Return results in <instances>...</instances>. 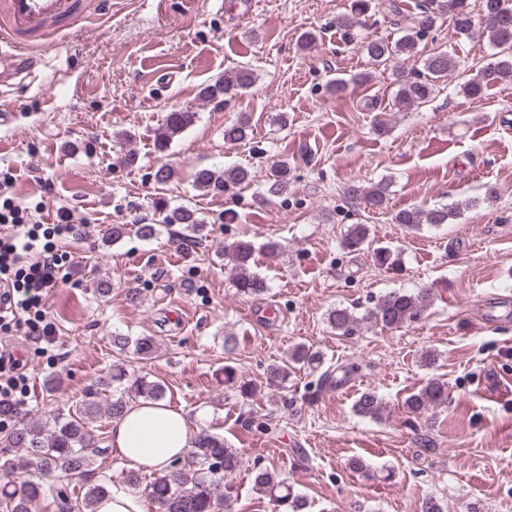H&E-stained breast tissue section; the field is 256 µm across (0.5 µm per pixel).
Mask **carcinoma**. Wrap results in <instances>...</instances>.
<instances>
[{
  "label": "carcinoma",
  "mask_w": 512,
  "mask_h": 512,
  "mask_svg": "<svg viewBox=\"0 0 512 512\" xmlns=\"http://www.w3.org/2000/svg\"><path fill=\"white\" fill-rule=\"evenodd\" d=\"M373 0H351L349 10L336 17V28L350 43L358 41L366 17L372 9ZM450 21L456 33L469 34L476 26L482 29L489 41L505 49L502 57L465 81L464 93L480 97L485 91L486 79L491 75H512V0H480L479 18H474L468 0H422L415 24L404 28V35L394 42L370 40L365 48L371 61L381 64L391 59L402 62H417V46L423 35L438 24ZM422 61V71L402 82L394 102L397 105H421L431 99L438 83L457 68L456 58L446 50L430 53ZM255 82L254 71L242 67L231 76H226L205 89L209 98L224 96L232 98L249 89ZM194 119V113L181 109L170 110L157 131L156 146L163 151L178 137ZM251 118L242 113L231 124L224 127V140L233 144H247L252 139ZM290 169L288 163L279 162L270 167L266 183L268 193L276 195L288 187ZM254 180L251 170L233 167L217 171L201 169L195 174V186L199 189H224L247 186ZM348 196L359 200L372 209L382 208L388 199V183L379 181L368 187L351 186ZM477 198L462 199L450 205L433 208L414 207L398 211L393 222L411 230L423 225L449 224L466 209L476 206ZM163 224H183L193 235L205 231L206 225L195 216V212L184 207L163 210ZM370 227L367 224H349L340 240V247L347 253L371 250L374 263L387 270L401 266L398 252L389 246L371 247ZM256 247L250 241L237 240L224 246V256L233 264L234 283L239 294L256 296L264 293L267 282L253 270ZM433 294L429 289L416 293L392 290L378 296L372 306L358 315L348 307H336L328 312L330 328L343 336H352L366 325L386 329L400 328L418 319L431 305ZM112 347L124 351L133 348V354L142 360L152 358L157 352L155 338L142 336L134 340L127 336H112ZM323 358L319 351L300 344L296 346L288 361L272 365L267 372L269 380L278 384L293 373L295 365L301 364L313 370L321 368ZM101 384L112 386V401L107 407L109 415L117 418L127 406L139 399L157 400L165 395V387L158 381L143 376H129L122 370L112 372ZM447 384L440 378H430L405 400L406 408L419 412L446 401ZM95 406L82 403L68 414L58 413L49 423H31L0 427V512H39L43 505H54L58 512H95L96 505L108 494L102 484H91L83 499L74 497L67 479L83 478L92 465V457L99 452L94 447V438L84 426V418L91 415ZM353 410L361 417L372 420L381 418L384 405L372 391L363 392ZM241 465V454L227 446L224 439L209 433L198 432L192 448L184 457L171 461L167 472L156 475L150 482V496L163 512H216L222 497L218 488L224 477L232 474ZM254 487L283 512H304L306 500L287 479L268 468L254 470Z\"/></svg>",
  "instance_id": "1"
}]
</instances>
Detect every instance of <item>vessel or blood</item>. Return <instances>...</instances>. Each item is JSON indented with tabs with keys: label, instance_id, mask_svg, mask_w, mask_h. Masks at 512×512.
I'll list each match as a JSON object with an SVG mask.
<instances>
[{
	"label": "vessel or blood",
	"instance_id": "1",
	"mask_svg": "<svg viewBox=\"0 0 512 512\" xmlns=\"http://www.w3.org/2000/svg\"><path fill=\"white\" fill-rule=\"evenodd\" d=\"M77 20V0H0V83L37 72Z\"/></svg>",
	"mask_w": 512,
	"mask_h": 512
}]
</instances>
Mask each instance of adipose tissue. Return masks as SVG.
<instances>
[{"mask_svg": "<svg viewBox=\"0 0 512 512\" xmlns=\"http://www.w3.org/2000/svg\"><path fill=\"white\" fill-rule=\"evenodd\" d=\"M194 436L182 410L163 400L134 402L112 423L114 454L128 467L158 473L186 454Z\"/></svg>", "mask_w": 512, "mask_h": 512, "instance_id": "ef3b65f1", "label": "adipose tissue"}]
</instances>
